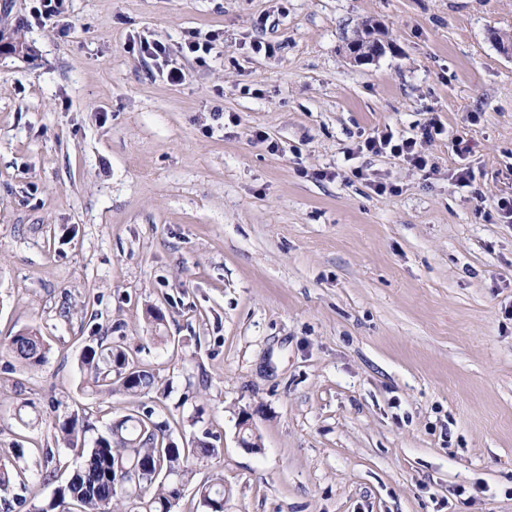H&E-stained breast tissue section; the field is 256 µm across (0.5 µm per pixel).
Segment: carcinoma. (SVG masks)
Listing matches in <instances>:
<instances>
[{"label":"carcinoma","instance_id":"carcinoma-1","mask_svg":"<svg viewBox=\"0 0 512 512\" xmlns=\"http://www.w3.org/2000/svg\"><path fill=\"white\" fill-rule=\"evenodd\" d=\"M0 350L15 361L37 368L46 363L48 348L38 330L29 328L0 343ZM81 372L87 387L97 392L121 391L133 397L159 392L154 373L141 367L120 344L87 345L81 354ZM150 408L112 421L97 434L83 464L66 484L57 487L50 502L39 512H174L183 488L194 477L193 466L217 457L221 449L205 432L179 447L170 437V425L154 417ZM54 428L63 448H82L93 430L77 413L57 417ZM60 455H43V466L33 475L17 465L0 464V493L21 506V491L35 479L49 482L62 470ZM227 493L224 478L217 475L195 489L204 512H224Z\"/></svg>","mask_w":512,"mask_h":512}]
</instances>
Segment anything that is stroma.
I'll list each match as a JSON object with an SVG mask.
<instances>
[{"instance_id":"35a3bbf8","label":"stroma","mask_w":512,"mask_h":512,"mask_svg":"<svg viewBox=\"0 0 512 512\" xmlns=\"http://www.w3.org/2000/svg\"><path fill=\"white\" fill-rule=\"evenodd\" d=\"M35 5L0 0L27 46L0 51V338L39 328L48 361L0 355V462L38 470L53 401L100 431L151 407L177 445L218 436L194 480L223 475L224 512H512V0ZM368 24L385 51L359 63ZM432 120L426 170L357 150ZM101 341L165 397L88 391ZM138 50L141 54L147 55L162 66V74L171 85H180L186 80L185 72L178 67H170V48L167 43L159 39H144L138 43Z\"/></svg>"}]
</instances>
